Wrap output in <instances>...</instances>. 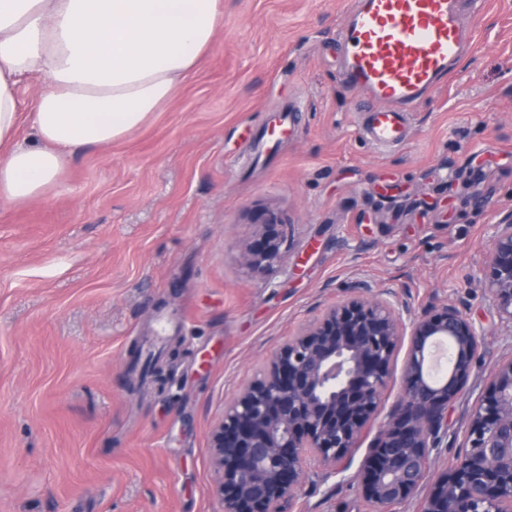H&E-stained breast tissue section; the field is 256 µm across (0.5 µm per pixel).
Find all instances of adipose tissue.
Here are the masks:
<instances>
[{"label":"adipose tissue","instance_id":"obj_1","mask_svg":"<svg viewBox=\"0 0 512 512\" xmlns=\"http://www.w3.org/2000/svg\"><path fill=\"white\" fill-rule=\"evenodd\" d=\"M222 0H0V200L59 179L66 151L138 130L210 47ZM41 76L35 143L18 140V86Z\"/></svg>","mask_w":512,"mask_h":512}]
</instances>
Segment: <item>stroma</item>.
<instances>
[{"instance_id":"1","label":"stroma","mask_w":512,"mask_h":512,"mask_svg":"<svg viewBox=\"0 0 512 512\" xmlns=\"http://www.w3.org/2000/svg\"><path fill=\"white\" fill-rule=\"evenodd\" d=\"M223 3L203 60L141 129L71 149L40 199L0 202V512H214L224 404L357 279L415 311L460 304L485 337L431 478L512 355L482 285L512 210V0H486L473 50L387 150L341 81L349 0ZM287 101L295 135L251 158ZM271 214L282 258L253 273L240 246ZM376 433L335 472L309 461L288 512H368Z\"/></svg>"}]
</instances>
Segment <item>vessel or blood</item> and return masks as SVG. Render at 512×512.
I'll return each instance as SVG.
<instances>
[{
  "label": "vessel or blood",
  "mask_w": 512,
  "mask_h": 512,
  "mask_svg": "<svg viewBox=\"0 0 512 512\" xmlns=\"http://www.w3.org/2000/svg\"><path fill=\"white\" fill-rule=\"evenodd\" d=\"M485 0H353L338 31L343 83L368 103L366 132L377 146H397L408 135L407 116L445 85L472 48L466 17ZM281 115L264 134V153L291 136Z\"/></svg>",
  "instance_id": "b4317fda"
}]
</instances>
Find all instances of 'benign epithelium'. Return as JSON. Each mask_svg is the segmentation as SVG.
I'll return each mask as SVG.
<instances>
[{"instance_id":"7a95c632","label":"benign epithelium","mask_w":512,"mask_h":512,"mask_svg":"<svg viewBox=\"0 0 512 512\" xmlns=\"http://www.w3.org/2000/svg\"><path fill=\"white\" fill-rule=\"evenodd\" d=\"M263 224V245H242V263L264 272L280 257L281 236ZM486 288L512 325V211L494 224ZM383 283L355 280L349 295L288 337L256 378L227 405L210 432L217 512H286L308 458L333 470L380 413L398 344L407 342L404 393L379 430L360 475L371 512H394L427 479L442 443L448 405L476 367L484 338L455 304L410 321ZM446 339L450 369L429 377L431 344ZM421 512H512V357L491 372L468 416L461 451Z\"/></svg>"}]
</instances>
